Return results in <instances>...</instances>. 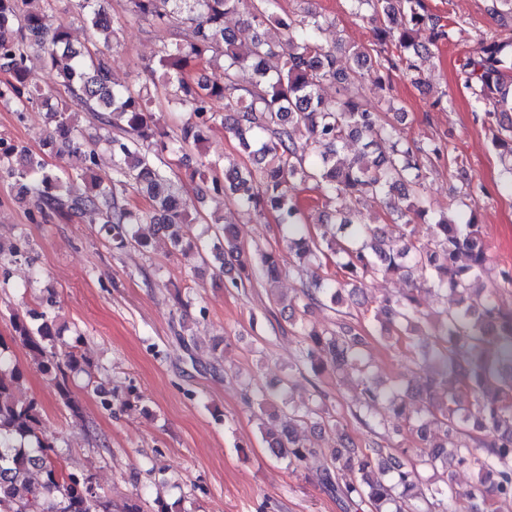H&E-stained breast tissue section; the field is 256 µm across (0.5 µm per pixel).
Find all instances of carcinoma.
I'll list each match as a JSON object with an SVG mask.
<instances>
[{
	"instance_id": "1",
	"label": "carcinoma",
	"mask_w": 512,
	"mask_h": 512,
	"mask_svg": "<svg viewBox=\"0 0 512 512\" xmlns=\"http://www.w3.org/2000/svg\"><path fill=\"white\" fill-rule=\"evenodd\" d=\"M104 44L122 28L123 20L97 8V0H73ZM129 16L173 31L176 42L158 51L161 78L137 88L118 85L100 49H77L64 23L50 28L45 14L28 8V0H0V71L9 79L0 87V100L15 107L18 117L41 106L53 121L47 145L59 156L73 159L66 168L48 167L44 153L0 148V179L12 181L44 222L71 221L88 213L98 216L101 231L116 247L150 241L144 224H160L175 247L193 250L187 203L176 181L158 164L159 153L202 149L207 133L223 118L238 141L248 166L221 169L202 162L194 170L198 194H223L248 213H269L288 228L293 260L284 265L275 252L260 256L266 288L277 296L281 279L306 265L334 267L330 274L303 288L308 303L335 307L350 301L385 318L381 335L394 346L411 350L414 336L428 341L433 364L419 360L423 372L413 393L385 392L370 377L368 336L344 322L319 330L300 326V369L317 376L329 370L358 373L361 392L354 416L370 429L368 451L344 435L328 449L330 465L321 483L343 499L345 508L372 512H451L457 490L445 478L450 469H473L478 481L468 494L481 504L477 512H495L501 500H512V310L502 309L493 289L483 285L490 256L478 219L461 222L441 216L431 223L423 244L408 239L409 225L431 212L422 196L425 180L445 158L435 141H408L398 127L401 110L389 101L371 106L361 100L357 83L365 68L381 77L408 75L416 58L452 40V24L441 23L426 0H348L351 11L374 24L379 45L376 56L355 45L341 56L325 46L320 34L327 24L305 10L284 12L280 0H128ZM238 14L247 28L274 26V33L255 34L241 51L236 34L224 18ZM428 41L417 40L420 30ZM37 49L46 68L56 72L70 103L57 107L38 92L31 79V50ZM512 49V29L495 32L465 54L458 73L471 90L476 111L486 123L512 112V76L504 71V51ZM223 62L224 80L195 79L188 68ZM337 84L336 98L325 99L319 88ZM162 98L189 112V119L169 132L158 126L153 100ZM224 102V112L215 102ZM88 113L98 123V135L86 138L78 117ZM358 138L366 152L348 159L346 143ZM104 141L117 158L106 182L94 176V144ZM493 144L500 150L503 174L512 182V121L497 122ZM460 193L484 191L458 163ZM315 183L325 204H335L336 226L313 232L306 227L297 186ZM145 199L142 210L129 195ZM367 197L385 204L392 224H366L354 219ZM213 240L208 254L218 263L229 285L245 286L253 275L241 259L244 253L236 229L221 218L211 219ZM420 269L423 284L443 293L445 308L427 318L420 309L421 288H406L369 310L360 300L366 282L375 277H403ZM43 309L10 314L12 342L55 387L60 403L74 415L79 407L73 378L92 364L81 352L82 337L58 345L56 301L41 300ZM0 342V512H110L102 488L81 472L68 469L55 444L40 435L41 407L25 391L24 373L4 354ZM384 406L409 429L415 443L396 454L372 429L375 409ZM324 426L322 412L283 413L276 427L265 430L267 448L288 465L299 467L318 452L301 442L304 427ZM347 468L353 480L339 486L338 472ZM432 475L424 478L422 471Z\"/></svg>"
}]
</instances>
